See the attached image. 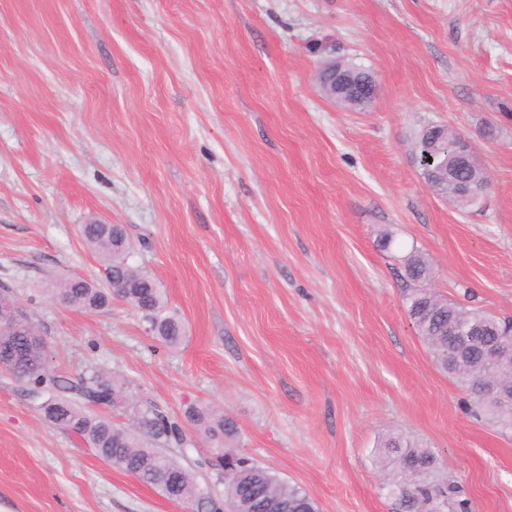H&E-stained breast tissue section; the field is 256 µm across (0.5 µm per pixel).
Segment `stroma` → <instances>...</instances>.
<instances>
[{
	"mask_svg": "<svg viewBox=\"0 0 512 512\" xmlns=\"http://www.w3.org/2000/svg\"><path fill=\"white\" fill-rule=\"evenodd\" d=\"M334 58L373 74L365 110L320 93ZM429 123L485 166L471 211L422 177ZM91 218L124 226L185 323L178 347L122 299L88 313L47 292L51 275L103 282ZM414 249L439 294L512 315V0H0V285L58 374L106 371L179 422L166 453L213 495L220 448L191 406L223 411L224 447L318 512H393L395 432L472 512H512V430L468 413L406 314ZM191 508L50 427L0 371V512Z\"/></svg>",
	"mask_w": 512,
	"mask_h": 512,
	"instance_id": "1",
	"label": "stroma"
}]
</instances>
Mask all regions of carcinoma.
I'll use <instances>...</instances> for the list:
<instances>
[{"label": "carcinoma", "mask_w": 512, "mask_h": 512, "mask_svg": "<svg viewBox=\"0 0 512 512\" xmlns=\"http://www.w3.org/2000/svg\"><path fill=\"white\" fill-rule=\"evenodd\" d=\"M457 133L443 132L431 125L423 127L412 142V151L425 180H434L439 192L453 196L456 205L465 210L474 205L466 188L476 181L474 170L459 175L456 187L446 179L443 165L455 151ZM80 235L104 262L106 286L80 277H61L51 281V296L66 305L85 312L102 311L118 297L137 311L151 317L150 334L170 347L178 346L184 338L181 319L166 311L161 288L149 275L127 261L130 244L122 226L98 224L91 219L80 226ZM402 274L406 312L413 322L434 361L455 378L470 394L471 408L487 412L496 421L503 419L501 408L484 399L477 390L481 381L491 376L508 383L507 372L491 365L485 358L486 346H496L512 339V317H495L491 336H458L451 338L450 329L460 323L470 326L486 321L491 313L469 308L449 300L428 287L431 264L417 250L403 258ZM11 349L16 360L7 365L16 380L29 386V393L42 407L46 401L57 405L52 426L78 437L84 444L113 467L125 471L142 483L166 493L162 478L166 472L175 474L182 500L203 498L205 512H224V501L199 488L191 474L160 449L180 445L183 432L180 424L149 401L132 406L131 422L122 426L112 418L97 415L91 406L122 408L128 405L123 382L93 370L72 382L58 375L48 364L46 342L38 336L35 326L30 330L12 326L0 327V350ZM189 421L204 430L216 444L224 445L236 427L222 413L192 409ZM387 453L395 455L396 467L387 471L384 489L394 494L396 512H471L470 502L461 486L445 475L435 454L408 436L391 435L381 442ZM224 488L234 512H265L255 501L236 496L239 481L258 480L271 497L288 499L289 512H317L312 498L301 488L279 478L268 468L259 469L255 463L233 453L224 454Z\"/></svg>", "instance_id": "1"}]
</instances>
